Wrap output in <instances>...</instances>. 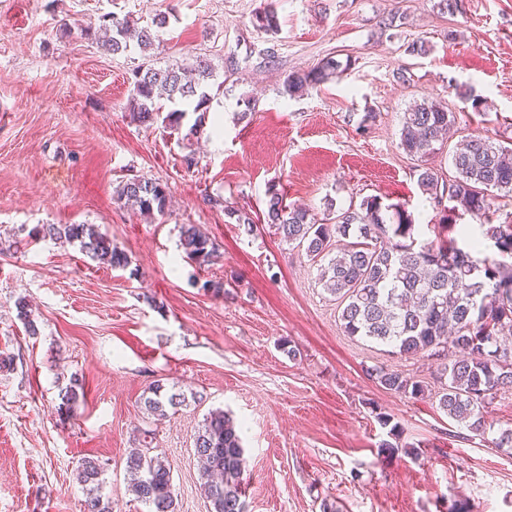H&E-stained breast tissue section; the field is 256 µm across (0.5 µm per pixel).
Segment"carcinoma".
<instances>
[{
	"instance_id": "1",
	"label": "carcinoma",
	"mask_w": 512,
	"mask_h": 512,
	"mask_svg": "<svg viewBox=\"0 0 512 512\" xmlns=\"http://www.w3.org/2000/svg\"><path fill=\"white\" fill-rule=\"evenodd\" d=\"M256 27L271 31L278 26L277 13L267 5L255 13ZM80 34L104 51L117 54L135 42L147 50L151 33L127 18L106 14L95 29ZM351 60L328 58L318 66L292 72L284 93L301 96L331 80ZM214 69L198 59L189 67L171 65L156 69L142 65L130 77V116L145 125L177 131L187 110L165 109V102L192 107L196 114L190 134L203 130L209 119L210 90ZM454 113L440 103L422 100L404 113L400 146L408 155L425 161L443 136L454 135ZM454 178L444 182L429 167H422L418 182L433 196L444 214L433 226L434 238L420 239L413 215L403 203L385 204L367 196L347 208L327 204L322 218L308 209L285 201L274 187L267 190V223L281 239L305 252L317 266L319 282L343 305L341 321L349 336H361L392 349L402 357L427 355L448 359L438 405L458 426L481 435L486 430L488 405L498 392L512 390V350L501 346L499 336L512 333V224L495 223L496 193L512 192V148L480 135L465 136L453 151ZM117 200L151 215L164 213L170 202L167 187L144 177L132 178L117 190ZM463 211L477 221L497 251L495 257L475 259L480 239L468 240L465 251L452 236L455 225L449 213ZM227 223L253 229L256 221L245 208L224 206ZM41 237L79 243L80 249L114 269L129 265L128 254L92 224H44ZM179 246L186 257L200 265L221 259L211 239L195 224L180 228ZM375 378L388 391L424 394L422 384L395 370L379 368ZM186 402L180 393H169L160 383L148 388L143 398L147 413L162 420L168 409ZM195 453L206 481L202 490L211 512H246L242 476L244 449L240 429L222 411L210 412L195 437ZM129 491L148 512H176L170 465L141 448L129 451L126 461ZM77 479L86 487L82 512H111L102 494V468L85 457L77 467Z\"/></svg>"
}]
</instances>
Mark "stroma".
Instances as JSON below:
<instances>
[{"mask_svg": "<svg viewBox=\"0 0 512 512\" xmlns=\"http://www.w3.org/2000/svg\"><path fill=\"white\" fill-rule=\"evenodd\" d=\"M269 3L273 33L253 23ZM439 3L0 0V357L12 360L0 369V512H80L84 457L102 463L112 512H147L127 487L126 460L148 430L152 454L171 466L176 512H209L194 439L219 408L245 426L247 512H451L461 502L512 512V448L494 445L512 429V394L493 400L484 435L460 428L438 405L437 361L347 335L304 251L266 223H225L222 209L263 214L272 184L316 215L376 196L406 204L432 238L440 213L399 145L404 113L442 101L459 135L512 143V0H462L452 15ZM108 13L151 28L152 49L109 55L81 37ZM417 39L427 55L407 53ZM199 56L224 82L209 112L220 136L185 139L190 115L170 134L132 121V70ZM327 57L351 66L284 94L289 73ZM136 177L167 186L165 213L116 201ZM44 224L95 225L131 263L115 270L78 244L41 238ZM184 224L199 225L222 261L187 259ZM21 297L36 333L17 317ZM378 367L424 382L425 394L383 389ZM74 377L84 395L60 412ZM156 381L200 400L148 418L141 402ZM381 412L399 425L390 454Z\"/></svg>", "mask_w": 512, "mask_h": 512, "instance_id": "stroma-1", "label": "stroma"}]
</instances>
